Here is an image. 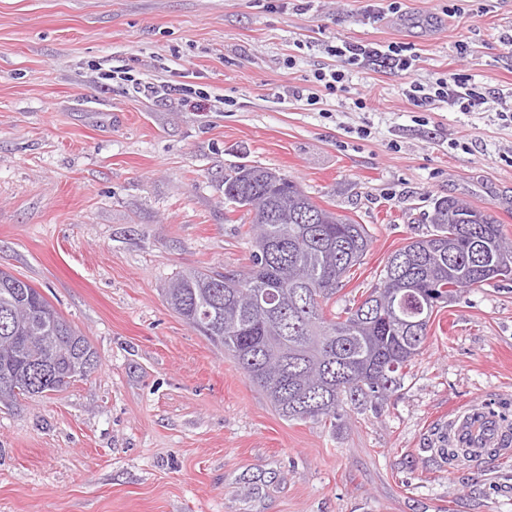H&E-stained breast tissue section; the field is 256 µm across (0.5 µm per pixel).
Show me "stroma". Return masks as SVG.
Listing matches in <instances>:
<instances>
[{
  "instance_id": "35a3bbf8",
  "label": "stroma",
  "mask_w": 512,
  "mask_h": 512,
  "mask_svg": "<svg viewBox=\"0 0 512 512\" xmlns=\"http://www.w3.org/2000/svg\"><path fill=\"white\" fill-rule=\"evenodd\" d=\"M296 3L0 0V268L99 357L88 378L0 406V512H512V457L451 467L433 439L461 406L512 422V280L438 307L381 414L349 408L333 430L281 419L164 301L179 272L248 270L224 202L241 162L365 225L340 309L429 231L435 200L467 199L512 239V0H400L369 24L366 0ZM341 40L407 46L415 67L353 71L318 110L296 100ZM127 69L192 92H135ZM450 72L490 108L408 99Z\"/></svg>"
}]
</instances>
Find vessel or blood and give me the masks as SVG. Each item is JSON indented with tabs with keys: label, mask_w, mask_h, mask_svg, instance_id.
<instances>
[{
	"label": "vessel or blood",
	"mask_w": 512,
	"mask_h": 512,
	"mask_svg": "<svg viewBox=\"0 0 512 512\" xmlns=\"http://www.w3.org/2000/svg\"><path fill=\"white\" fill-rule=\"evenodd\" d=\"M442 431L461 448H495L503 455L512 453V426L502 423L485 406L458 408L443 423Z\"/></svg>",
	"instance_id": "obj_1"
}]
</instances>
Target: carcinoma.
Wrapping results in <instances>:
<instances>
[{
    "instance_id": "cac0c4a2",
    "label": "carcinoma",
    "mask_w": 512,
    "mask_h": 512,
    "mask_svg": "<svg viewBox=\"0 0 512 512\" xmlns=\"http://www.w3.org/2000/svg\"><path fill=\"white\" fill-rule=\"evenodd\" d=\"M237 164L224 176V202L242 211L252 246L246 272L178 273L164 289L170 308L224 349L285 421L336 429L340 409H384L419 355L436 304L499 280L506 240L491 214L468 202L437 199L432 230L387 259L355 307H329L343 280L366 255L364 225L322 207L285 175ZM98 355L31 284L0 278V405L36 397L33 372L45 369L66 387L88 377Z\"/></svg>"
}]
</instances>
